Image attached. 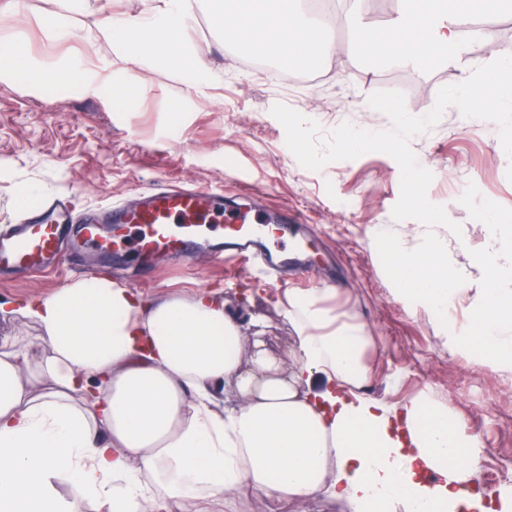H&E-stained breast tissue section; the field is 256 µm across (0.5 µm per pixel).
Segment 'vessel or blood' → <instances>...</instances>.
I'll use <instances>...</instances> for the list:
<instances>
[{
	"mask_svg": "<svg viewBox=\"0 0 512 512\" xmlns=\"http://www.w3.org/2000/svg\"><path fill=\"white\" fill-rule=\"evenodd\" d=\"M218 223L223 226L219 232L214 229ZM288 229L284 218L273 222L259 213L225 211L223 192L159 184L148 190L139 207L115 205L99 218L87 216L79 221L64 203H44L0 240V266L45 270L58 260L60 240L66 234L71 235L77 252L87 247L107 257L126 250L144 257L163 252L187 261L200 237L218 232L232 251L228 260L274 276L281 263L263 248L262 239L270 231L284 235ZM227 259L219 255L215 261L220 264Z\"/></svg>",
	"mask_w": 512,
	"mask_h": 512,
	"instance_id": "1",
	"label": "vessel or blood"
}]
</instances>
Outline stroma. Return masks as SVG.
<instances>
[{"label":"stroma","instance_id":"35a3bbf8","mask_svg":"<svg viewBox=\"0 0 512 512\" xmlns=\"http://www.w3.org/2000/svg\"><path fill=\"white\" fill-rule=\"evenodd\" d=\"M6 11L0 40L22 43L42 66H90L92 76L132 83L136 93L112 99L80 86L61 88L51 81L32 85L19 77L0 81V236L20 223L28 186L39 199L77 200L80 207L119 202L138 204L142 193L163 181L223 189L228 208L250 205L297 214L306 226L307 245L297 253L306 274H289L283 287L244 279L239 269L217 266L211 248L173 262L161 255L141 260L122 256L105 261L84 251L47 277L17 269L0 277V303L31 294H48L88 272H108L113 280L149 298L186 295L206 287L224 291L228 310L243 324L259 320L266 347L287 355L294 330L283 315L286 289L321 288L335 282L329 300L335 314H355L373 338L369 351L371 397L395 405L426 394L459 417L465 434L480 443L473 486L484 479L512 485V373L485 365L479 356L451 351L446 338L470 322L469 302L449 308L446 322L400 302L382 267L375 243L377 226L394 232L402 246L416 248L426 233L418 221L393 220L400 196V168L387 154L370 152L353 160L302 167L286 145L281 123L270 113L284 104L316 121L322 134L349 122L361 129H390L391 121L368 110V97L392 89L381 61L365 55L351 40L323 58L316 78L293 86L286 69L266 61L262 75L247 70L257 50L226 36L215 25L209 0H199L183 36L185 50L208 68L207 84L191 87L174 64H136L104 41L88 39V27L104 14L139 15L164 10L165 0H24L22 10ZM54 6L69 20L61 39L45 30L39 15ZM511 48L497 39L485 51L466 46L452 65L412 69L423 86L406 93L414 116L426 115L440 87L457 84L473 70ZM499 128L490 121L470 124L457 108H447L429 132L413 136L418 163L430 170L428 197L445 207L462 227L454 235L442 226L435 234L448 244L458 267H469L470 253L487 247L484 223L471 219L460 198L468 184L482 197L512 208V160L499 145ZM235 512H352L349 501L324 494L304 503L242 491Z\"/></svg>","mask_w":512,"mask_h":512}]
</instances>
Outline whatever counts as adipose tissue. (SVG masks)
<instances>
[{"label": "adipose tissue", "mask_w": 512, "mask_h": 512, "mask_svg": "<svg viewBox=\"0 0 512 512\" xmlns=\"http://www.w3.org/2000/svg\"><path fill=\"white\" fill-rule=\"evenodd\" d=\"M224 30L290 70L333 52L330 24L298 0H212ZM506 0H402L382 28L361 0L346 14L362 51L394 65L449 64L472 38L466 12ZM191 0L158 13L110 16L97 36L134 57L161 55L197 77L183 48ZM85 84L78 70L35 68L26 49L0 43V79ZM334 289L286 290L292 366L243 327L221 293L148 300L107 276L0 304L32 321L38 344L0 339V512H205L241 489L304 500L323 493L354 512H456L477 441L446 405L420 395L402 406L368 397L371 345L356 316L333 315ZM249 361H242L244 348ZM233 382L241 405H224ZM70 485L63 496L60 485Z\"/></svg>", "instance_id": "obj_1"}]
</instances>
